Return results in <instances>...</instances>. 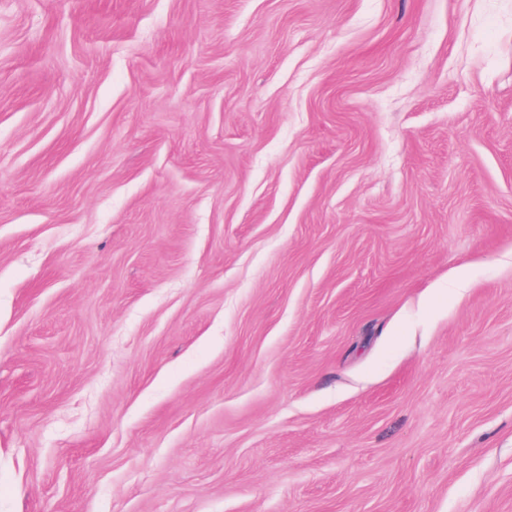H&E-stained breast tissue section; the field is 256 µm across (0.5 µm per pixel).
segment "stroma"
Returning a JSON list of instances; mask_svg holds the SVG:
<instances>
[{"instance_id":"35a3bbf8","label":"stroma","mask_w":512,"mask_h":512,"mask_svg":"<svg viewBox=\"0 0 512 512\" xmlns=\"http://www.w3.org/2000/svg\"><path fill=\"white\" fill-rule=\"evenodd\" d=\"M0 512H512V0H0Z\"/></svg>"}]
</instances>
